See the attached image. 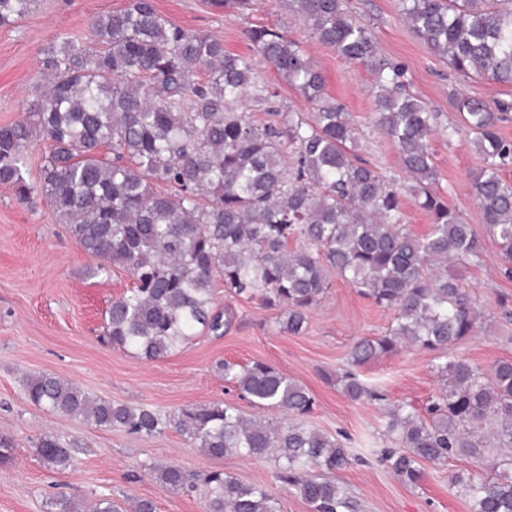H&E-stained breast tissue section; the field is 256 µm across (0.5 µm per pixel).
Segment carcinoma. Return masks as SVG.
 Here are the masks:
<instances>
[{
	"instance_id": "obj_1",
	"label": "carcinoma",
	"mask_w": 512,
	"mask_h": 512,
	"mask_svg": "<svg viewBox=\"0 0 512 512\" xmlns=\"http://www.w3.org/2000/svg\"><path fill=\"white\" fill-rule=\"evenodd\" d=\"M310 37L374 77L375 127L400 156L404 176L383 174L354 154L359 134L349 113L325 92V81L302 43L274 27L247 30L251 48L312 106L308 113L271 105L270 85L246 55L224 42L177 26L154 0H126L94 17L85 38L60 36L42 49L40 81L24 116L0 125V184L18 201L39 197L86 254L130 273L133 286L112 300L103 336L114 349L155 361L202 333L221 336L231 318L213 302L215 280L236 297L256 298L276 312L279 330L297 335L336 276L393 312L382 336L363 337L337 376L353 401L374 392L356 368L405 346L434 355L441 388L420 415L404 405L389 412L386 432L399 447L382 461L401 481L417 485L425 462L456 455L477 466L490 450H506L493 474L457 473L471 512H512V360L481 368L448 349L476 335L482 318L463 275L484 252L464 215L434 189L430 141L458 133L443 126L410 89L399 62L381 56L368 27L346 0H287ZM37 0H0V27L32 13ZM402 19L436 57L466 80L512 85V0H400ZM267 106L255 121L246 100ZM452 108L472 135L480 167L472 192L501 269L512 278V140L499 131L512 105L492 108L456 93ZM50 143L39 178L24 176L37 141ZM165 185L174 192H163ZM411 195L429 218L425 234L405 227ZM228 381L260 409L285 420L247 418L229 403L191 405L175 414L96 399L54 374L23 378L26 400L51 413L99 428L153 436L174 427L216 461L267 459L275 478L311 512H355L346 489L314 471L333 474L349 456L331 436L308 425L316 400L303 385L261 361L219 363ZM35 451L50 469L77 465L75 449L57 438ZM163 489L204 487V512H279L260 483H245L217 467L201 478L178 464L144 462ZM89 512H155L150 499L103 496Z\"/></svg>"
}]
</instances>
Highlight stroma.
<instances>
[{
    "instance_id": "obj_1",
    "label": "stroma",
    "mask_w": 512,
    "mask_h": 512,
    "mask_svg": "<svg viewBox=\"0 0 512 512\" xmlns=\"http://www.w3.org/2000/svg\"><path fill=\"white\" fill-rule=\"evenodd\" d=\"M155 4L173 24L223 39L228 52L253 56L246 31L255 25L279 28L302 42L325 79L327 93L344 105L361 131L359 155L383 173H400L396 148L373 126L372 74L311 39L283 0H257L245 14L224 12L209 0ZM124 5L125 0H38L23 20L0 27V124L23 117L41 48L65 33L86 34L95 16ZM347 5L352 16L370 28L382 56L407 66L413 92L440 112L443 122L457 119L449 101L453 91L492 106L512 104V85L462 80L431 54L401 19L399 0H347ZM431 145L436 190L465 214L477 233H484L483 214L470 190L480 160L469 136L450 142L436 137ZM96 264L58 224L45 200L22 203L10 187L0 185V435L14 441L12 458L0 463V512H48L47 501L56 492L77 499L82 507L106 494L151 499L156 512H203L202 491L171 493L139 472L147 461L175 463L195 476L212 470L214 460L184 434L169 428L140 437L50 413L26 400L21 380L51 373L111 401L167 412L223 402L255 416L250 401L217 372L220 360L240 365L266 362L313 393L317 406L308 423L349 451L350 464L335 478L356 501L358 512H469L466 498L450 489L448 479L458 471L485 476L489 465L477 467L456 457L443 464L426 463L418 484L409 486L381 461L383 450L395 445L385 433L388 408L410 404L421 410L438 393L430 355L406 348L358 368L361 382L378 393L375 401L350 400L330 380L340 373L358 338L384 335L392 312L337 279L311 311L306 330L290 335L279 331L273 312L261 308L258 300L229 297L219 283L215 305L232 317L224 336L201 335L169 357L145 361L101 342L105 308L132 287L133 279L112 267L91 274ZM499 267L497 247L488 240L481 264L463 271L483 319L478 334L455 344L451 353L480 366L512 359V321L502 318L499 306L500 300L512 301V279L500 274ZM46 434L77 443L75 471L58 474L43 466L34 444ZM222 465L241 481L265 484L281 512H310L276 481L273 462L228 456Z\"/></svg>"
}]
</instances>
